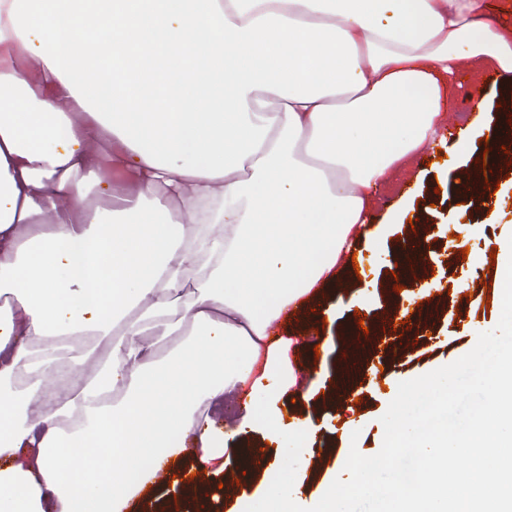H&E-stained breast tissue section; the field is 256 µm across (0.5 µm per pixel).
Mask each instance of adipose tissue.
<instances>
[{
	"instance_id": "ef3b65f1",
	"label": "adipose tissue",
	"mask_w": 512,
	"mask_h": 512,
	"mask_svg": "<svg viewBox=\"0 0 512 512\" xmlns=\"http://www.w3.org/2000/svg\"><path fill=\"white\" fill-rule=\"evenodd\" d=\"M483 9L0 0V512H125L139 459L223 457L228 393L239 433L304 452L272 325L333 281L460 60L512 74Z\"/></svg>"
}]
</instances>
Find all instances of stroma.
I'll return each mask as SVG.
<instances>
[{
    "label": "stroma",
    "mask_w": 512,
    "mask_h": 512,
    "mask_svg": "<svg viewBox=\"0 0 512 512\" xmlns=\"http://www.w3.org/2000/svg\"><path fill=\"white\" fill-rule=\"evenodd\" d=\"M451 88L437 136L398 162L388 182L372 197L367 225L376 228V241L360 244L355 258L341 260L336 279L316 297L313 307L327 309L328 322L313 321V307H307L275 323L277 334L292 342L287 356L297 390L314 394L308 403L288 397L282 402L283 411L317 427L297 471L302 506L310 507L320 500L329 487L330 472L350 448L365 456L380 451L384 439L380 418L395 398L400 382L467 354L473 336L493 330L500 319V268L492 264L490 253L501 237L512 231V166L495 170L493 178L500 187L477 208L462 196L458 176L482 166L493 126L512 119V74L493 64L464 58L451 78ZM482 111L489 113L491 127L471 129V122ZM464 128L470 131L471 148L457 161L452 147ZM405 194L410 197L408 222L384 224L385 215ZM414 223L430 241L425 255L428 270L417 277L415 286L396 292L392 283L399 250ZM461 224L470 227L463 238L456 235ZM463 249L468 252L464 258L459 255ZM433 281L438 284L434 290L429 287ZM361 295L372 302L370 311L363 315L365 322L378 324L391 306L407 311L408 317L397 327L398 346H391L382 337L370 348L371 368L358 382L360 404L352 414L347 406L337 404L332 389L345 356L343 332L355 319L354 303ZM434 297L446 310V318L430 321L415 316L416 307ZM351 420L358 424L359 438H352L346 429ZM251 440L268 459L267 475L253 476L245 488L226 484V473L236 471L238 462L233 452H225L223 471L208 472L205 479L211 512H244L248 495L264 488L276 475L281 462L276 446L257 432Z\"/></svg>",
    "instance_id": "1"
}]
</instances>
